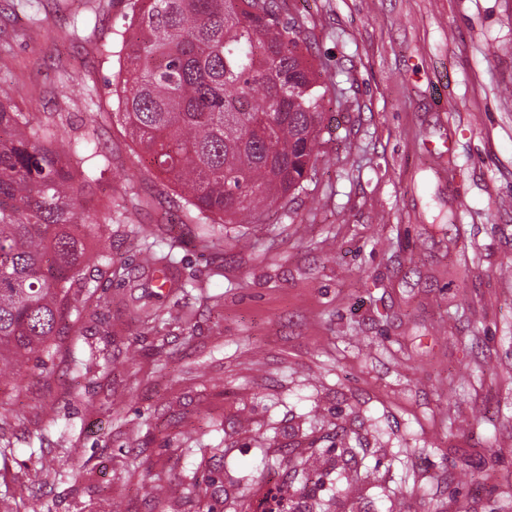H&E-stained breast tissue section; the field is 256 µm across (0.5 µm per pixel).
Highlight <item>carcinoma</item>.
<instances>
[{"label":"carcinoma","mask_w":512,"mask_h":512,"mask_svg":"<svg viewBox=\"0 0 512 512\" xmlns=\"http://www.w3.org/2000/svg\"><path fill=\"white\" fill-rule=\"evenodd\" d=\"M284 0H135L121 34L113 115L138 157L176 184L200 242L208 223L255 224L315 170L322 101L302 25ZM34 128L0 87V382L80 321L92 295L86 268L112 278V224L78 208L76 170L106 156L94 134L60 144ZM143 240L169 281L172 253Z\"/></svg>","instance_id":"carcinoma-1"}]
</instances>
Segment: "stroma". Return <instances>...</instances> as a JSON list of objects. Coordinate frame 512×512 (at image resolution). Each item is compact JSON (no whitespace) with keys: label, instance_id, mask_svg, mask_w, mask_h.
<instances>
[{"label":"stroma","instance_id":"obj_1","mask_svg":"<svg viewBox=\"0 0 512 512\" xmlns=\"http://www.w3.org/2000/svg\"><path fill=\"white\" fill-rule=\"evenodd\" d=\"M131 3L0 0V84L33 126L96 131L110 164L77 202L129 269L0 386V493L16 512H198L191 482L214 512L278 486L299 512H512V0H285L326 88L319 160L215 248L113 118ZM128 223L176 240L194 286L158 288Z\"/></svg>","mask_w":512,"mask_h":512}]
</instances>
